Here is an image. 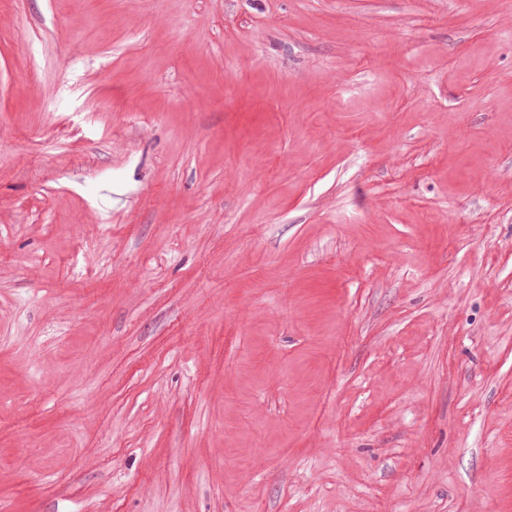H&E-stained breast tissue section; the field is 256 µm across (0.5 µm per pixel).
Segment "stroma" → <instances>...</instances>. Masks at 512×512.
I'll use <instances>...</instances> for the list:
<instances>
[{"mask_svg":"<svg viewBox=\"0 0 512 512\" xmlns=\"http://www.w3.org/2000/svg\"><path fill=\"white\" fill-rule=\"evenodd\" d=\"M0 512H512V0H0Z\"/></svg>","mask_w":512,"mask_h":512,"instance_id":"35a3bbf8","label":"stroma"}]
</instances>
